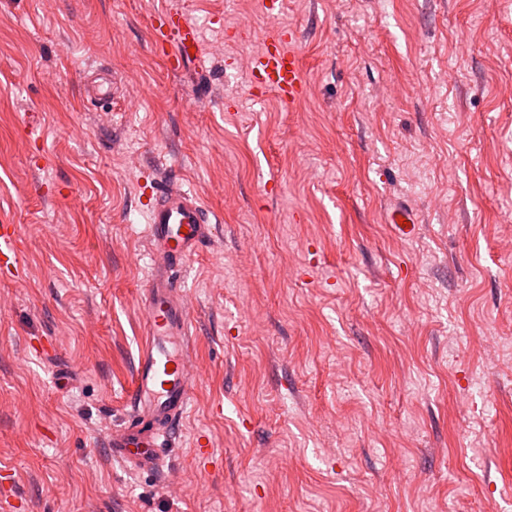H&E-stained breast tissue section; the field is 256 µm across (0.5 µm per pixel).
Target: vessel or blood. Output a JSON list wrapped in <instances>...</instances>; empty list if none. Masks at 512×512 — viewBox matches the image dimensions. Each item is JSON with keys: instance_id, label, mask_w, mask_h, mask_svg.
Wrapping results in <instances>:
<instances>
[{"instance_id": "1", "label": "vessel or blood", "mask_w": 512, "mask_h": 512, "mask_svg": "<svg viewBox=\"0 0 512 512\" xmlns=\"http://www.w3.org/2000/svg\"><path fill=\"white\" fill-rule=\"evenodd\" d=\"M154 43L165 46L171 70H180L198 48L196 28L178 11L157 16ZM280 29L264 39L250 67L252 84L293 103L306 93L298 58ZM83 93L92 101H108L115 82L100 69L84 71ZM148 252L152 258L144 293L145 338L132 386L131 410L124 427L108 440L116 459L138 468L153 467L183 417L191 398L194 371L190 364V309L177 277L185 261L209 238V217L191 191L175 182L161 186L148 205ZM19 264L15 225L0 224V272L15 274Z\"/></svg>"}]
</instances>
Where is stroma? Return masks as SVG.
I'll return each instance as SVG.
<instances>
[{
    "instance_id": "35a3bbf8",
    "label": "stroma",
    "mask_w": 512,
    "mask_h": 512,
    "mask_svg": "<svg viewBox=\"0 0 512 512\" xmlns=\"http://www.w3.org/2000/svg\"><path fill=\"white\" fill-rule=\"evenodd\" d=\"M170 10L201 53L176 72ZM272 27L292 104L250 82ZM166 174L212 222L181 273L197 380L135 471L107 438ZM1 222L0 512H512V0H0ZM151 34L155 44L166 47V61L171 70L178 71L186 61L197 60L198 33L183 13L169 11L155 17ZM190 48H194V53ZM83 93L90 101H108L114 97L115 82L98 68L84 71L81 81ZM18 232L14 224H0V270L14 275L18 271Z\"/></svg>"
}]
</instances>
